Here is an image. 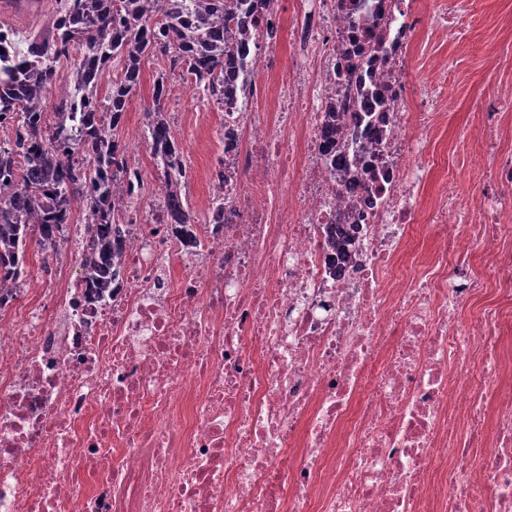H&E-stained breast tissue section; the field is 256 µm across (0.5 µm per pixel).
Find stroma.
<instances>
[{"label": "stroma", "mask_w": 512, "mask_h": 512, "mask_svg": "<svg viewBox=\"0 0 512 512\" xmlns=\"http://www.w3.org/2000/svg\"><path fill=\"white\" fill-rule=\"evenodd\" d=\"M436 61L443 67L448 109L432 140L434 164L424 194L431 197L448 189L477 195L483 188L482 177L465 163L479 147L477 130L488 97L512 93V0H457L454 11L439 21L433 33L418 37L411 46L410 80L426 78ZM162 75L168 86L165 110L190 173L189 198L208 196L211 166L224 150L218 134L224 124L223 107L200 89L189 88L187 72L170 73L166 59L146 63L121 127L128 148L139 152L147 187L136 207L144 213L152 208L155 185L162 178L144 139L145 114L153 102L154 83Z\"/></svg>", "instance_id": "obj_1"}]
</instances>
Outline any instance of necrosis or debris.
I'll return each instance as SVG.
<instances>
[{"instance_id": "4bbe7bcc", "label": "necrosis or debris", "mask_w": 512, "mask_h": 512, "mask_svg": "<svg viewBox=\"0 0 512 512\" xmlns=\"http://www.w3.org/2000/svg\"><path fill=\"white\" fill-rule=\"evenodd\" d=\"M435 3L300 0L280 69L275 0L226 24L203 223L173 235L157 187L120 288L82 303L70 249L0 319V512H512V124L487 102L488 190L418 225Z\"/></svg>"}]
</instances>
